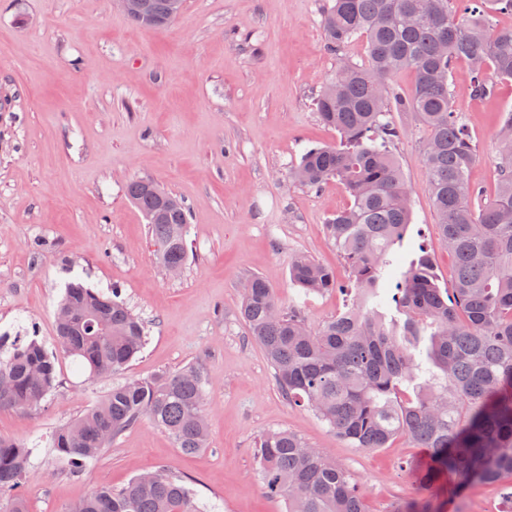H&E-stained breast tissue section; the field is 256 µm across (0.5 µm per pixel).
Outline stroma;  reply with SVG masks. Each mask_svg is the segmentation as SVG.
I'll return each mask as SVG.
<instances>
[{
	"label": "stroma",
	"instance_id": "35a3bbf8",
	"mask_svg": "<svg viewBox=\"0 0 512 512\" xmlns=\"http://www.w3.org/2000/svg\"><path fill=\"white\" fill-rule=\"evenodd\" d=\"M328 0H185L168 26L134 24L114 0H0V332L25 327L55 348L54 311L72 277L122 298L148 326L143 352L108 377L78 375L59 359L57 385L39 409L0 410V436L33 448L22 485L30 512H67L106 484L144 471L185 477L209 512H284L258 476L255 444L286 430L326 452L362 490L368 512L427 500L430 512H505L502 484L427 497L414 467L426 455L405 437L375 451L351 447L283 396L240 315L243 281L262 276L283 309L311 324L343 309L340 291L298 296L292 258L312 256L338 283L348 270L325 226L350 204L338 182L311 189L290 180L305 148L334 145L315 97L341 58L367 59L365 37L328 51ZM466 63L449 82L479 159L470 179L498 181L496 124L512 109V81L494 96L469 94ZM391 150L412 191L401 249L429 243L441 287L453 260L436 238L422 163L428 130L390 113ZM151 180L190 211L189 261L179 274L158 262L130 180ZM194 365L206 380L209 444L186 456L151 422L126 431L78 476L48 437L101 401L112 385Z\"/></svg>",
	"mask_w": 512,
	"mask_h": 512
}]
</instances>
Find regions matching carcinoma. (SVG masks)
Masks as SVG:
<instances>
[{
    "mask_svg": "<svg viewBox=\"0 0 512 512\" xmlns=\"http://www.w3.org/2000/svg\"><path fill=\"white\" fill-rule=\"evenodd\" d=\"M139 26L162 27L169 0H147ZM458 5L454 9L451 4ZM512 0H332L322 15L327 48L337 52L355 35L368 44L367 63L336 71L315 98L337 145L307 149L292 170L317 188L339 181L350 205L326 224L349 266V282L309 255L297 256L290 279L299 294L334 289L349 299L336 316L310 325L297 309L283 311L260 276L248 279L242 316L262 348L288 404L313 412L353 448H386L404 435L427 451L416 470L419 489L433 493L442 476L455 491L512 477V110L498 125V187L494 195L469 180L477 161L449 77L471 70L470 95L486 99L512 81V28L491 27ZM416 72L409 94L394 75ZM389 112H412L428 128L423 152L438 240L455 260L443 288L430 252L401 264L398 250L411 224V194L391 153L399 131ZM127 194L148 224L161 265L188 260L189 212L149 180ZM57 343L89 377L125 369L143 351L145 321L120 298L67 283L58 303ZM58 359L36 338L0 335V409L34 410L52 392ZM204 379L191 365L115 385L102 401L56 429L49 447L77 474L112 441L147 419L185 455L206 447ZM30 447L0 437V512H29L17 492ZM266 492L287 512H367L363 492L322 451L286 430L258 440ZM68 512H200L187 481L162 471L134 477L119 490L104 485Z\"/></svg>",
    "mask_w": 512,
    "mask_h": 512,
    "instance_id": "obj_1",
    "label": "carcinoma"
}]
</instances>
